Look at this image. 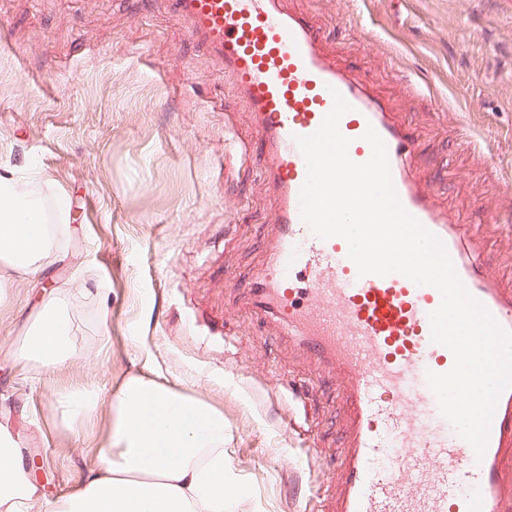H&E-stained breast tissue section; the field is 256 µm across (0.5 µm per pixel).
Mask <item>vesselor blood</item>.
I'll list each match as a JSON object with an SVG mask.
<instances>
[{"instance_id": "b4317fda", "label": "vessel or blood", "mask_w": 512, "mask_h": 512, "mask_svg": "<svg viewBox=\"0 0 512 512\" xmlns=\"http://www.w3.org/2000/svg\"><path fill=\"white\" fill-rule=\"evenodd\" d=\"M170 2L254 113L266 180L278 196L269 259L247 286L251 304L342 381L348 442L331 512H512L502 479L512 388L499 396L486 449L476 456L441 416L426 380L454 364L452 352L431 339L439 290L398 273L359 275L347 242L319 239L300 215L307 165L297 140L314 134L342 96L350 109L339 130L351 160L370 158L364 134L374 129L404 210L441 239L464 287L512 331V290L472 260L479 234L453 222L409 166L408 123L338 66L323 29L284 10L283 0Z\"/></svg>"}]
</instances>
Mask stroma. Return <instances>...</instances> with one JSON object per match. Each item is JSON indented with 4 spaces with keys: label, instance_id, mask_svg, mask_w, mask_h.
Listing matches in <instances>:
<instances>
[{
    "label": "stroma",
    "instance_id": "stroma-1",
    "mask_svg": "<svg viewBox=\"0 0 512 512\" xmlns=\"http://www.w3.org/2000/svg\"><path fill=\"white\" fill-rule=\"evenodd\" d=\"M327 51L409 122L438 203L479 226L477 258L512 286V0H286ZM232 80L162 0H0V174L66 224L42 284L0 275V423L55 502L97 469L104 405L127 375L224 415V512H315L341 483L347 408L335 376L289 353L247 305L278 199ZM65 195L66 212L55 199ZM72 353L21 359L49 301ZM103 405L65 421L61 396Z\"/></svg>",
    "mask_w": 512,
    "mask_h": 512
}]
</instances>
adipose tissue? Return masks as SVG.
I'll use <instances>...</instances> for the list:
<instances>
[{
	"instance_id": "obj_1",
	"label": "adipose tissue",
	"mask_w": 512,
	"mask_h": 512,
	"mask_svg": "<svg viewBox=\"0 0 512 512\" xmlns=\"http://www.w3.org/2000/svg\"><path fill=\"white\" fill-rule=\"evenodd\" d=\"M22 185L0 176V266L35 278L56 231ZM69 353L67 310L47 303L22 357L58 366ZM109 406L114 425L98 469L51 507L0 427V512H224L237 489L224 470L223 415L138 375L111 394Z\"/></svg>"
}]
</instances>
